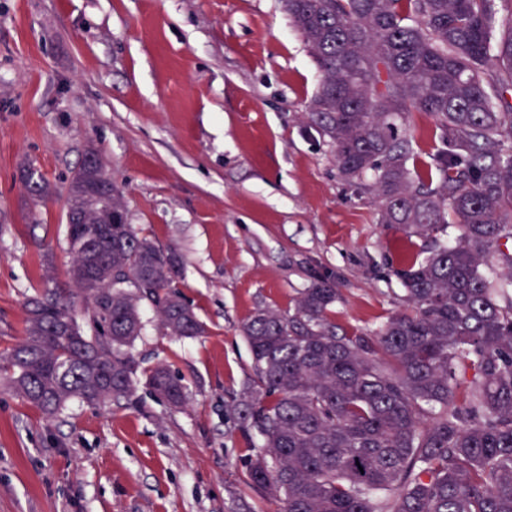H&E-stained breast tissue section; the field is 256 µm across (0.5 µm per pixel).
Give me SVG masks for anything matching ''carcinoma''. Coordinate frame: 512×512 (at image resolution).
I'll return each instance as SVG.
<instances>
[{
	"label": "carcinoma",
	"mask_w": 512,
	"mask_h": 512,
	"mask_svg": "<svg viewBox=\"0 0 512 512\" xmlns=\"http://www.w3.org/2000/svg\"><path fill=\"white\" fill-rule=\"evenodd\" d=\"M283 2L322 72L309 118L339 173L375 194L380 223L424 245L391 268L404 309L378 330L331 321L339 292L326 275L292 311L264 308L243 326L255 378L226 411L244 438L264 439L244 460L250 484L281 512H512V20L495 0ZM415 114L447 146L422 167L409 166ZM23 179L51 193L35 168ZM66 216L72 288L57 291L45 254L26 337L0 356V380L50 417L73 398L132 399L141 307L170 336L205 331L180 256L138 235L101 162L74 175ZM143 375L155 397L185 404L169 365Z\"/></svg>",
	"instance_id": "1"
}]
</instances>
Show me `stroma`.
I'll return each instance as SVG.
<instances>
[{
	"label": "stroma",
	"instance_id": "35a3bbf8",
	"mask_svg": "<svg viewBox=\"0 0 512 512\" xmlns=\"http://www.w3.org/2000/svg\"><path fill=\"white\" fill-rule=\"evenodd\" d=\"M320 80L282 0H0V350L25 335L45 253L70 285L66 192L91 147L129 222L182 257L205 326L176 340L147 308L131 348L184 377L180 408L141 385L49 418L0 383V512H279L243 465L261 437L226 411L254 376L243 325L327 272L331 320L376 329L402 308L390 266L420 248L340 176L308 119Z\"/></svg>",
	"mask_w": 512,
	"mask_h": 512
}]
</instances>
